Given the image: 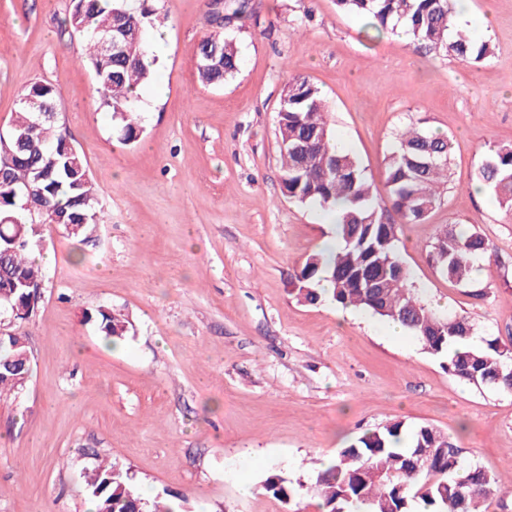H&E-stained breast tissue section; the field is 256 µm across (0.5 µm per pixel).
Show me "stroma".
<instances>
[{"label": "stroma", "instance_id": "1", "mask_svg": "<svg viewBox=\"0 0 512 512\" xmlns=\"http://www.w3.org/2000/svg\"><path fill=\"white\" fill-rule=\"evenodd\" d=\"M231 26L239 71L197 81L208 0H155L145 39L162 98L123 143L98 109L84 43L60 22L70 0H0V132L34 82L61 89L59 109L99 187L102 221L79 244L45 228L44 288L25 336L32 372L0 401V512H86L85 476L107 458L181 512H318L269 495L271 473L310 482L325 456L401 420L428 424L465 464L512 479V396L461 383L411 333L291 292L301 263L334 227L282 192L277 112L288 82L323 92L334 134L376 189L396 135L418 123L450 136L451 180L426 219L402 225L398 251L423 302L467 316L481 335L512 336V215L476 171L512 143V0H469L465 23L489 41L477 63L375 36L335 0H250ZM462 224L496 247L481 296L448 281L429 251ZM131 323L118 345L88 316ZM253 486L241 496L240 482Z\"/></svg>", "mask_w": 512, "mask_h": 512}]
</instances>
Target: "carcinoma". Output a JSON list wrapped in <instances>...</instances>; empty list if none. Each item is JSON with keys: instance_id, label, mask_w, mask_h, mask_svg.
Wrapping results in <instances>:
<instances>
[{"instance_id": "cac0c4a2", "label": "carcinoma", "mask_w": 512, "mask_h": 512, "mask_svg": "<svg viewBox=\"0 0 512 512\" xmlns=\"http://www.w3.org/2000/svg\"><path fill=\"white\" fill-rule=\"evenodd\" d=\"M342 12L368 19L377 35L404 32L416 48L450 54L470 62L487 58L490 45L469 32L450 31V0H336ZM222 19L213 18L211 32L199 45L224 47V64L197 69L204 86L222 85L239 69L234 39L227 24L249 13V0L223 3ZM156 9L149 0L138 8L129 0H72L63 24L84 40V62L95 82L98 108L111 114L123 141L142 134L136 90L148 84L158 58H149L146 29L154 25ZM139 37L132 38V30ZM116 37L120 49L106 53L101 38ZM61 91L51 83L35 82L22 95L51 113L33 122L20 102L7 135L0 134V307L29 318L36 305L35 286L42 268L32 258L45 226H58L70 239L86 242L100 223L98 193L80 152L67 150L72 142L61 123ZM288 98L278 112L279 153L283 192L302 205L333 208L345 203L336 233V253L310 255L295 275L298 301H322L317 285H331L329 300L373 316L398 321L415 336L422 349L442 358L443 367L457 380L512 395V343L497 337L473 342L477 327L463 315L440 317L421 300L396 249L402 224L423 221L441 198L440 187L450 181L451 139L414 125L398 134L397 149L385 166L388 204L377 201L372 183L358 160L338 147L327 119L320 89L306 79L288 84ZM477 180L505 212L512 213V143L491 150L481 161ZM494 248L478 232L450 226L431 245L436 271L465 288L476 279L471 261ZM100 332L117 344L129 333V321L108 307L97 310ZM31 360L25 337L0 336V398L24 389ZM462 451L448 436L428 425L409 426L396 420L357 437L336 454V464L313 474L310 485L279 473L270 474L264 489L289 503L306 489L320 500L321 512H485L484 504L501 494L512 495V482L478 466H467ZM88 497L95 512H179L172 499L149 500L137 493L128 471L113 461L100 463L87 475Z\"/></svg>"}]
</instances>
